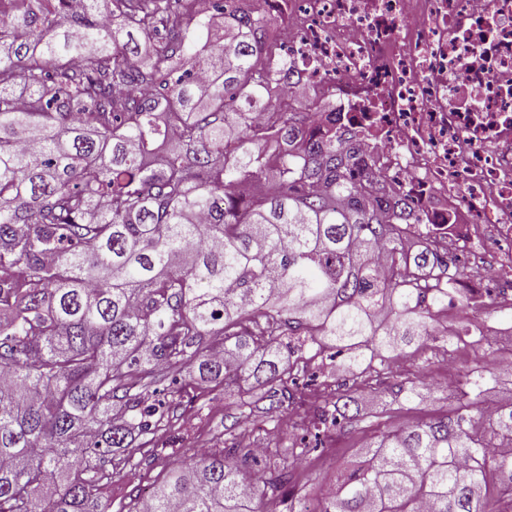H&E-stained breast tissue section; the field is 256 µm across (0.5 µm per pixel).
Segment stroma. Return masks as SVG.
<instances>
[{"label": "stroma", "instance_id": "1", "mask_svg": "<svg viewBox=\"0 0 512 512\" xmlns=\"http://www.w3.org/2000/svg\"><path fill=\"white\" fill-rule=\"evenodd\" d=\"M475 321L486 326L485 336L478 343L471 337H462L454 362L434 357L431 342L416 337L405 346L403 355L390 359V369L394 374H405L413 379L424 373L455 378L475 359L495 363L512 357L511 322L502 320L500 312L495 310L476 316ZM160 386L181 391L172 405L170 421L155 433L137 437L138 452L123 477L97 486L94 496L108 512H132L141 491L152 488L174 467L189 464L190 449H215L229 442L231 426L252 429L250 445L261 451L252 464L256 470L263 469L267 456L275 455L288 444L290 428L281 421L266 419L261 388L225 391L221 382L201 381L192 362L162 374ZM357 404L362 420L309 440L311 451L294 471V489L306 494L309 502H316L325 477L331 476L338 467L358 461L362 448L379 432L415 425L444 415L453 407L444 393L434 395L425 404L414 405L394 402L371 390L359 391Z\"/></svg>", "mask_w": 512, "mask_h": 512}]
</instances>
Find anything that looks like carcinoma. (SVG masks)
I'll use <instances>...</instances> for the list:
<instances>
[{
  "mask_svg": "<svg viewBox=\"0 0 512 512\" xmlns=\"http://www.w3.org/2000/svg\"><path fill=\"white\" fill-rule=\"evenodd\" d=\"M99 2L0 0V512H101L92 488L169 419L147 390L190 357L226 391L277 383L272 412L296 403L301 353L343 354L344 382L303 421L338 430L448 310V265L404 246L422 218L376 162L304 126L318 101L288 97L284 59L260 64L258 0H217L221 29L206 0ZM473 335L451 329L438 351ZM461 378L452 413L380 433L317 507L290 512H488L492 483L512 512V402L477 422L466 411L499 377L478 359ZM390 390L433 395L409 378ZM239 452L198 456L145 512H257L253 496L291 484L278 464L254 480Z\"/></svg>",
  "mask_w": 512,
  "mask_h": 512,
  "instance_id": "1",
  "label": "carcinoma"
}]
</instances>
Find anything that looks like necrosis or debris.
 <instances>
[{"label":"necrosis or debris","mask_w":512,"mask_h":512,"mask_svg":"<svg viewBox=\"0 0 512 512\" xmlns=\"http://www.w3.org/2000/svg\"><path fill=\"white\" fill-rule=\"evenodd\" d=\"M288 91L340 128L442 252L491 250L512 299V0H265Z\"/></svg>","instance_id":"obj_1"}]
</instances>
